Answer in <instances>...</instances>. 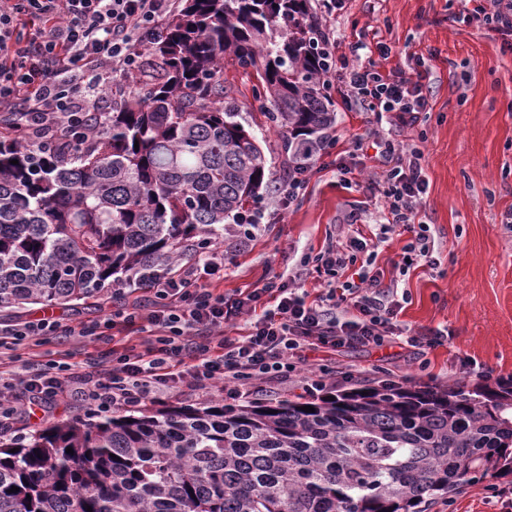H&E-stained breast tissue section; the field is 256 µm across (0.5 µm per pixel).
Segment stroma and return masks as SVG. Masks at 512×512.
Masks as SVG:
<instances>
[{
    "instance_id": "obj_1",
    "label": "stroma",
    "mask_w": 512,
    "mask_h": 512,
    "mask_svg": "<svg viewBox=\"0 0 512 512\" xmlns=\"http://www.w3.org/2000/svg\"><path fill=\"white\" fill-rule=\"evenodd\" d=\"M457 9L456 0H344L327 19L338 35L350 39L362 32L368 45L391 46V64L405 68L422 60L431 70L429 112L393 138L423 152L428 188L421 215L430 227L436 264L399 273L391 262L406 239L394 235L380 244L377 265L385 280H396L408 294L400 315L406 326L448 331L447 341L422 356L396 344L339 352L327 362L329 385L349 388L389 378L405 385L471 388L512 377V226L506 223L512 216V52L502 51L500 41L483 30L449 25ZM336 112L327 132L335 144L314 148L304 197L254 240H240L236 226L225 225L218 244L227 251L228 270L223 279L212 280L215 292L229 298L277 273L316 295L325 276L315 272L309 257L340 233L376 236L380 217L362 189L371 161L350 153L353 138L364 131L365 115L341 102ZM243 123L264 148L271 184L281 186L288 157L279 134L257 106L244 113ZM340 162L352 167V186L342 182ZM353 211L360 219L350 226L346 217ZM134 300L129 294L50 310L40 305L1 309L0 323L49 312L72 326L101 323ZM89 411L77 398L49 410L36 408L19 422L16 434L28 438ZM504 489L512 491V476L464 485L450 497L432 500L426 512H512V498L498 497Z\"/></svg>"
}]
</instances>
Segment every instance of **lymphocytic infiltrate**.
I'll return each instance as SVG.
<instances>
[{
  "instance_id": "f902f5d3",
  "label": "lymphocytic infiltrate",
  "mask_w": 512,
  "mask_h": 512,
  "mask_svg": "<svg viewBox=\"0 0 512 512\" xmlns=\"http://www.w3.org/2000/svg\"><path fill=\"white\" fill-rule=\"evenodd\" d=\"M458 2L453 22L484 29L512 49V0ZM176 6L177 0H0V129L36 151L85 134L88 117L104 111L113 82L135 71L143 49ZM312 39L326 79L335 81L344 102L369 116L354 148L378 149L379 170L367 189L385 231L407 238L403 268L417 260L433 264L430 228L419 211L428 187L423 153L395 148L381 128L385 121L395 131L412 126L427 111V72L382 73L390 46L378 44L372 57L363 40L346 41L323 25ZM307 185L306 172L290 174L274 201H260L243 214L245 235L253 234L272 206L292 202ZM361 253L376 259V244L353 237L329 244L316 257L329 278L315 300L279 275L227 298L207 285L208 279L223 277L224 252L202 246L191 263L115 282L113 294L144 289L154 301L105 322V329L125 334V342L83 363L71 362L64 352L36 366L31 349L41 336H93L96 328L65 325L50 316L19 328L0 327V432L14 431L32 405L51 406L73 395L107 411L137 408L175 389L218 388L235 399L295 377L308 392L324 383L323 375L307 366L310 353L398 344L421 355L441 344L444 333L438 329L403 334L398 316L404 301L397 282L383 284L381 270L342 279V270ZM244 316L251 319L248 334L226 337L225 325Z\"/></svg>"
}]
</instances>
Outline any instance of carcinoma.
<instances>
[{
  "instance_id": "1",
  "label": "carcinoma",
  "mask_w": 512,
  "mask_h": 512,
  "mask_svg": "<svg viewBox=\"0 0 512 512\" xmlns=\"http://www.w3.org/2000/svg\"><path fill=\"white\" fill-rule=\"evenodd\" d=\"M316 24L310 0H181L130 96L65 156L0 140V308L101 300L118 274L168 263L193 234L218 238L271 191L226 60L256 71L253 100L304 166L299 137L336 119ZM508 475L512 381L379 380L0 435V512H425Z\"/></svg>"
}]
</instances>
